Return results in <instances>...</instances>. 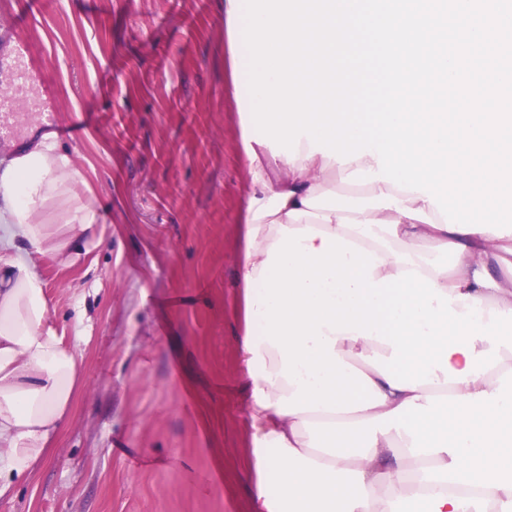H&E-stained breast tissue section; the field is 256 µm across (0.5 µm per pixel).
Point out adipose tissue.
<instances>
[{
	"mask_svg": "<svg viewBox=\"0 0 512 512\" xmlns=\"http://www.w3.org/2000/svg\"><path fill=\"white\" fill-rule=\"evenodd\" d=\"M238 3L224 26L249 173L236 342L257 512H512V234L447 229L381 180L372 204L330 202L377 159L258 141ZM101 222L53 133L0 159V498L48 455L78 378L40 265L76 264Z\"/></svg>",
	"mask_w": 512,
	"mask_h": 512,
	"instance_id": "ef3b65f1",
	"label": "adipose tissue"
}]
</instances>
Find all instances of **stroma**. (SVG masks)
<instances>
[{"mask_svg": "<svg viewBox=\"0 0 512 512\" xmlns=\"http://www.w3.org/2000/svg\"><path fill=\"white\" fill-rule=\"evenodd\" d=\"M24 29L104 222L76 265L41 266L81 376L0 512H255L224 0H42Z\"/></svg>", "mask_w": 512, "mask_h": 512, "instance_id": "35a3bbf8", "label": "stroma"}]
</instances>
